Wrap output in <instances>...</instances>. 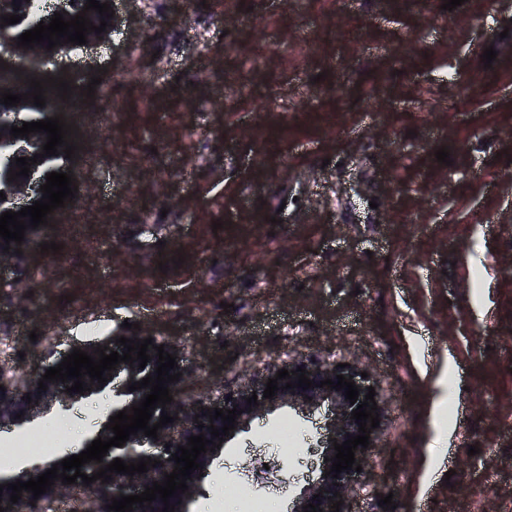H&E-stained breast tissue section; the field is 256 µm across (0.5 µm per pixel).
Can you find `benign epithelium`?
<instances>
[{"label": "benign epithelium", "instance_id": "7a95c632", "mask_svg": "<svg viewBox=\"0 0 512 512\" xmlns=\"http://www.w3.org/2000/svg\"><path fill=\"white\" fill-rule=\"evenodd\" d=\"M23 122L13 119L5 121L0 118V143L15 144L24 147V156L34 157L36 154L43 153L42 145L46 143V139L38 138L33 134H28L24 137H13L10 134L11 127H22ZM41 167V163L37 162L30 166L29 176L19 177L10 181V196L13 203L12 211L18 212L25 206H32L34 202L43 198V193L40 191V186L46 183V179H34V173ZM37 243V230L29 227L25 231V237L22 244L18 245L12 241L6 242L0 238V266L7 263L22 268L23 255L15 253V250H24L34 247ZM9 247V252H4V247ZM147 354L150 355L151 361L147 362L144 369H139V362H133V365H128L124 362L119 363L116 369L105 371L104 376L108 381H113L119 376H125V384L129 385L134 382L140 381L147 376H155V367H157L156 351L154 348H148ZM339 361L329 354L327 356H320L317 354L301 353L294 356L280 364L258 369L243 378L232 388H225L220 392L218 397H202L191 401H183L175 397V390L179 386V382L169 383L167 387L170 389V395L173 396V401L166 405V407H157L152 411V416L149 424L153 425L159 422L162 412H167L173 417H178V420L167 424L162 429L157 431L158 438L154 439L143 434V431H138L137 434L130 436L129 440L124 443L120 448L112 447V450L119 451L118 458L124 462H138L142 458H151L159 461V464L154 467H147V472L143 474H134L130 477L126 474H111V480L104 483L98 479L95 482L82 486L78 491L76 504L72 512H109L106 505L112 503V499L119 498L121 495L127 494L130 487L152 486L155 481L164 480V475L173 472L175 461L171 460V454L177 451V447L185 446L188 443V438L192 435L204 434L206 439L215 442V445H207L209 451L200 455L197 462L201 463L203 467H208L210 464L213 453L210 448L216 446L221 447V443L228 442L230 437L236 435L240 431H245L255 418L262 415V412L271 405L285 404L288 406H300L308 409H318L321 406H327L325 415L327 417L325 437V452L323 457L327 461L320 463L319 476L317 480L303 485L301 487L293 485L291 482L285 480L281 481L282 490L288 493L291 497L293 508L292 512H305L303 506L316 501L320 503V508L323 512H333L332 506L338 500H343V505L340 506L339 512H348L347 504L354 496L356 486L360 474L354 470L343 471L340 473L339 478H333V475L325 474V471L332 468L334 462V449L333 443L339 444L346 441L349 437L358 434L359 425L356 420L351 418V413L357 408V405H352L344 395V391L332 390L328 387L320 388L318 383L325 379H336L338 375L352 376V381L359 389L358 402L365 400V395L368 394L367 388L377 387V380L374 374H368V377H361V372L365 368L357 363H350L345 368L338 367ZM306 370V376L314 383V386L305 390L301 387L284 388L287 382H298V376L292 375L290 378H282L278 380L280 389L275 392L273 398L268 399L263 397V392L266 389L268 379H273L278 370L285 368L289 371L298 370V368ZM41 377L36 376L29 379L25 384L21 383V379L17 376L15 370L11 367H5L0 364V385L5 387V391H0V425H17L30 421L38 416L42 411L44 400L50 396L58 395L63 400H70L72 398H79L81 396H89L91 394H99L104 391V388L99 386L96 381H91L89 376H84V386L88 390L79 394L74 393L69 395L66 393V387L74 384V379H69L67 382H48L46 383L47 390L43 392L36 391L38 382ZM257 395V405H247L246 398ZM31 396V400L24 399V396ZM232 397V400H227V397ZM220 408L223 410L237 408L242 411V414L236 416L235 429L229 431V435L219 440L211 436V430L207 426L214 425L217 429L224 427V422L221 419L210 420L209 417L203 415V410ZM22 414L21 418H16L17 414ZM204 425V428H198V425ZM380 428L371 430L369 448L364 450L362 446H357L355 451V463L361 465L362 469H367L370 465V449L377 447L378 434ZM170 445V448H165V445ZM199 472L195 471L191 474V478L186 480L188 491L178 495L177 500L179 503L175 504V512H189L187 505L195 498L198 493L197 480ZM73 487L62 484V481H57L50 489L38 499H33L30 492H22L21 499L17 503L10 501L11 491L5 489L0 493V507L4 508V512H56V500L61 496L70 494ZM340 493L342 498L334 497V493ZM319 495V498H314V495ZM35 501V504H30V501Z\"/></svg>", "mask_w": 512, "mask_h": 512}]
</instances>
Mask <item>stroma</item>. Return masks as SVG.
<instances>
[{
    "mask_svg": "<svg viewBox=\"0 0 512 512\" xmlns=\"http://www.w3.org/2000/svg\"><path fill=\"white\" fill-rule=\"evenodd\" d=\"M444 2L115 0L94 47L0 50L8 74L68 81L81 105L62 116L78 191L41 236L59 249L0 268V363L42 374L136 323L185 347L176 396L193 400L329 352L387 401L353 512H385L388 494L395 512H512V0ZM106 95L123 105L109 119ZM322 421L255 420L190 512H235L213 498L225 485L277 512L281 479L311 475ZM101 424L92 397L0 428V445L65 433L0 472L80 454Z\"/></svg>",
    "mask_w": 512,
    "mask_h": 512,
    "instance_id": "35a3bbf8",
    "label": "stroma"
}]
</instances>
